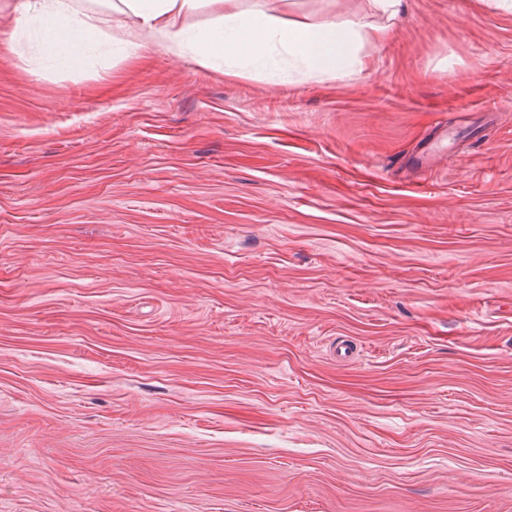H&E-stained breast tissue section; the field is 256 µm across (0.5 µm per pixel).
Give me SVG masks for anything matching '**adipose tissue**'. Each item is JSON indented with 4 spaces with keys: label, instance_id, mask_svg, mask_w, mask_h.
Listing matches in <instances>:
<instances>
[{
    "label": "adipose tissue",
    "instance_id": "1",
    "mask_svg": "<svg viewBox=\"0 0 512 512\" xmlns=\"http://www.w3.org/2000/svg\"><path fill=\"white\" fill-rule=\"evenodd\" d=\"M213 2L220 7L218 15L192 34L182 21L198 0H115L110 10L133 23L136 37L162 41L178 55L188 50L230 62L248 56L271 70L291 57L312 74L352 70L360 63L358 45L385 36L384 29L356 23L287 24L262 11L243 14L238 0ZM14 13L15 36H36L41 51L65 66H78L87 51L103 44L97 16L77 10L73 0H16Z\"/></svg>",
    "mask_w": 512,
    "mask_h": 512
}]
</instances>
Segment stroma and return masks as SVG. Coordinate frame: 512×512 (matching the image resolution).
Listing matches in <instances>:
<instances>
[{"label": "stroma", "mask_w": 512, "mask_h": 512, "mask_svg": "<svg viewBox=\"0 0 512 512\" xmlns=\"http://www.w3.org/2000/svg\"><path fill=\"white\" fill-rule=\"evenodd\" d=\"M74 5L0 0V512H512V10L238 0L386 29L309 76ZM74 0H16L13 39L35 35L41 51L65 66H78L87 51L106 45L96 15L80 12Z\"/></svg>", "instance_id": "stroma-1"}]
</instances>
